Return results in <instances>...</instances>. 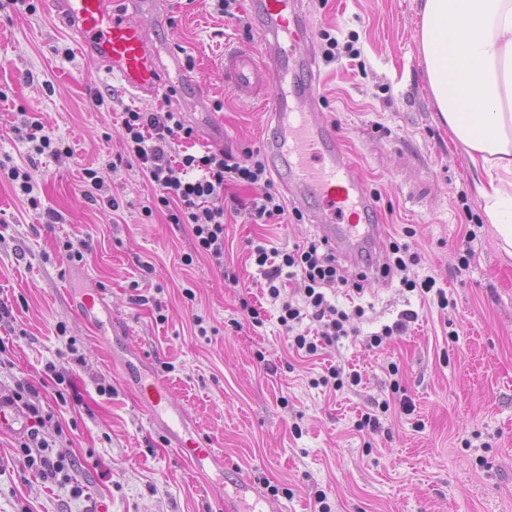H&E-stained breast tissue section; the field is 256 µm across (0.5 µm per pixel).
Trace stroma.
I'll use <instances>...</instances> for the list:
<instances>
[{
    "label": "stroma",
    "mask_w": 512,
    "mask_h": 512,
    "mask_svg": "<svg viewBox=\"0 0 512 512\" xmlns=\"http://www.w3.org/2000/svg\"><path fill=\"white\" fill-rule=\"evenodd\" d=\"M314 32L339 41L357 34L361 66L348 59L318 62L319 109L375 196L382 233L372 252L390 241L421 257L413 272L434 276L451 304L441 310L398 282H365L351 317L352 336L306 359L288 350L277 307L248 242L285 250L317 236L310 218L251 223L247 211L226 212L224 267L206 258L184 265L193 246L189 225L166 213L145 216L154 186L136 162H110L124 151L118 114L171 106L194 135V151H260L269 131L258 102L239 101L224 82V50L256 46L212 0H158L156 12L131 17L153 38L169 67L170 93L144 101L75 52L69 28L50 0L35 13L0 11V161L31 172L36 205L0 178V299L10 315L0 337V395L16 382L39 384L46 362L66 368L83 403L48 398L54 415L45 431L55 451L72 461L69 481L43 479L16 456L18 435L0 434V512H215L222 494L216 475L195 474L163 434L148 423L121 356L146 355L184 404L213 448L282 512H316L325 490L332 512H512V254L501 249L484 218L476 174L434 104L418 48L422 0H304ZM215 113L223 142L208 141L198 120ZM43 123L72 152L29 154L19 129ZM97 170L104 198L89 201L83 168ZM114 196L119 210L105 198ZM57 210L46 225L40 213ZM82 249L80 264L59 247ZM473 256L460 270L464 248ZM80 267L101 288L121 328L87 322L68 300V276ZM154 289L155 304L131 301L133 286ZM194 300H187L185 289ZM258 309L252 324L242 302ZM418 318L378 349L365 336L406 312ZM203 316L207 335L193 319ZM458 339H450V331ZM75 340L83 363H69ZM415 411L381 415L377 432L355 422L391 395L388 363ZM357 370L351 390L318 385L326 368ZM112 387L111 395L98 391ZM300 432H293V425ZM81 496H74L73 487Z\"/></svg>",
    "instance_id": "obj_1"
}]
</instances>
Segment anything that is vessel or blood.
Returning a JSON list of instances; mask_svg holds the SVG:
<instances>
[{
    "label": "vessel or blood",
    "mask_w": 512,
    "mask_h": 512,
    "mask_svg": "<svg viewBox=\"0 0 512 512\" xmlns=\"http://www.w3.org/2000/svg\"><path fill=\"white\" fill-rule=\"evenodd\" d=\"M260 45H275L274 56L241 47L225 52L224 80L239 98H262L274 119L266 141L270 155L293 199L313 209L328 243L346 257L372 247L380 235L374 222L373 198L356 175L333 126L316 111L318 78L315 57L306 52L311 31L301 0H250ZM64 23L71 26L78 48L103 71L119 79L136 97L158 95L161 70L144 29L127 14L109 9L105 0H51ZM78 314L91 316L104 308L102 291L81 289L73 298ZM140 367L137 392L153 428L162 432L192 470L222 472L224 494L219 512H280L211 448L190 422L168 383L154 372L150 360L135 353ZM27 420L20 410L0 399V431L23 432Z\"/></svg>",
    "instance_id": "b4317fda"
}]
</instances>
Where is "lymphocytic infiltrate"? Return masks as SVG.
<instances>
[{"label":"lymphocytic infiltrate","instance_id":"lymphocytic-infiltrate-1","mask_svg":"<svg viewBox=\"0 0 512 512\" xmlns=\"http://www.w3.org/2000/svg\"><path fill=\"white\" fill-rule=\"evenodd\" d=\"M193 130L185 126L177 112H141L125 110L119 135L127 157L136 160L146 177L156 188L151 205L145 213L159 209L167 211L174 224H188L195 239L193 253L185 255L184 264H192L195 256L206 257L216 268L224 266V202L227 186L246 185L258 189L250 207V216L258 224L270 221L286 223L288 210L282 198L273 190L267 166L260 153H248L244 159L232 153L206 151L191 153L179 149V141L191 139ZM251 256L261 268L267 294L279 304L278 320L287 335L288 347L303 357H314L323 346L332 345L349 336L347 322L350 314L364 315L362 306L346 311L331 302L327 293L332 289L349 288L361 293V282H349L341 273L336 256L325 240L311 239L291 250L267 247L263 241L251 244ZM419 256L408 244L391 241L380 268L382 276L397 278L401 287L419 292L439 308H447L449 299L438 288L434 277L421 280L410 278L409 269L417 265ZM301 278L305 283L302 299H282L283 278ZM318 322L319 335L303 330L304 320ZM9 403L20 405L31 415L37 426L20 442L18 452L26 469L46 479L68 473L64 457L53 455L52 444L42 428L51 421L45 413L38 390L29 383L16 384Z\"/></svg>","mask_w":512,"mask_h":512}]
</instances>
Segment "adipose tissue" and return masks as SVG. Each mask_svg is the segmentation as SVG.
I'll return each instance as SVG.
<instances>
[{"label":"adipose tissue","instance_id":"ef3b65f1","mask_svg":"<svg viewBox=\"0 0 512 512\" xmlns=\"http://www.w3.org/2000/svg\"><path fill=\"white\" fill-rule=\"evenodd\" d=\"M418 46L431 94L479 174L481 206L512 250V0H423Z\"/></svg>","mask_w":512,"mask_h":512}]
</instances>
